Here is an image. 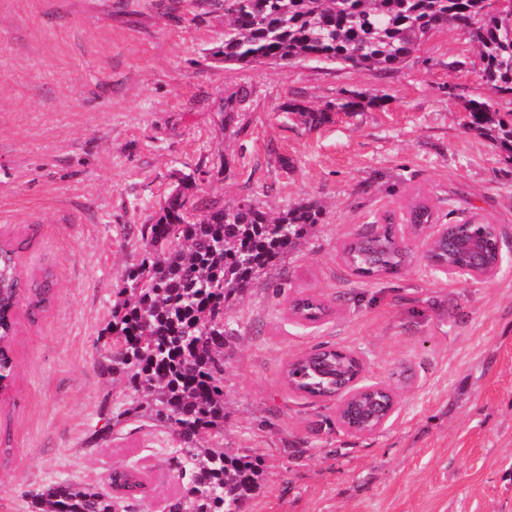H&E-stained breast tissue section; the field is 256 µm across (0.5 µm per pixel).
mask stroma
<instances>
[{
  "instance_id": "1",
  "label": "stroma",
  "mask_w": 512,
  "mask_h": 512,
  "mask_svg": "<svg viewBox=\"0 0 512 512\" xmlns=\"http://www.w3.org/2000/svg\"><path fill=\"white\" fill-rule=\"evenodd\" d=\"M223 44L215 0H0V242L23 243L25 277L54 275L51 304L21 319L13 342L0 512H35L33 495L57 481L106 486L117 465L145 468L137 512H161L180 491L164 429L130 419L100 446L86 437L135 396L101 373L99 337L122 271L142 258L141 226L183 175L223 205L323 208L226 309L224 448L263 464L243 512H512V153L466 125L467 101L487 93L477 47L440 30L385 72L242 67L215 58ZM241 89L226 121L224 99ZM354 90L384 101L315 129L281 110ZM418 199L442 224H496L497 275L450 281L416 243L398 271L352 275L343 244ZM299 292L331 314L293 319L285 299ZM325 343L395 388L398 411L380 431L352 434L334 401L286 389L289 360Z\"/></svg>"
}]
</instances>
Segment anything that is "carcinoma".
Listing matches in <instances>:
<instances>
[{
    "mask_svg": "<svg viewBox=\"0 0 512 512\" xmlns=\"http://www.w3.org/2000/svg\"><path fill=\"white\" fill-rule=\"evenodd\" d=\"M224 62L242 66L318 60L366 71L397 68L435 31L468 32L479 48L482 83L496 96L512 95V0L492 11L489 0H224ZM366 94L352 91L323 109L291 100L283 112L318 127L333 116L356 113ZM470 129L512 153V125L498 116L492 99L470 100ZM182 179L156 221L141 232L146 256L122 274L123 300L102 330V371L127 377L138 393L116 420H106L88 443L112 436L122 419H147L175 442L171 465L184 493L168 499L166 512H242L260 485L262 470L250 454L224 452V320L229 299L244 293L266 270L320 223L322 207L304 202L270 218L250 200L219 206L202 202ZM408 224H432L433 212L417 204ZM19 248L0 246V387L12 390L16 365L12 342L17 305L31 318L53 297L52 276L24 278ZM341 259L355 274L380 277L398 270L404 257L393 220L342 247ZM298 319L318 322L326 306L316 296L289 300ZM341 360L332 351L292 361L286 384L301 395L328 397L338 386L325 378ZM351 365V360L341 361ZM139 468L115 470L108 487L69 481L43 488L33 502L40 512H136L128 495L143 487Z\"/></svg>",
    "mask_w": 512,
    "mask_h": 512,
    "instance_id": "1",
    "label": "carcinoma"
}]
</instances>
